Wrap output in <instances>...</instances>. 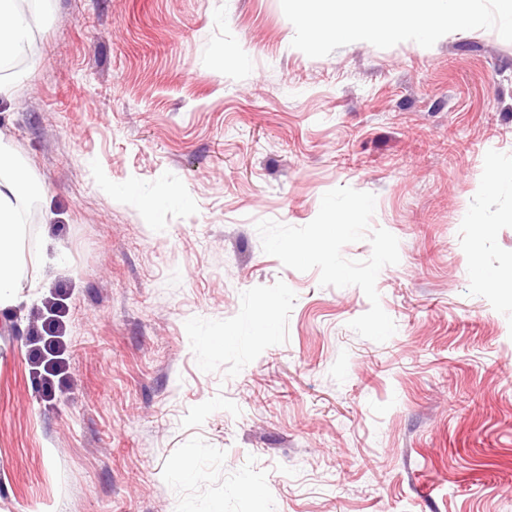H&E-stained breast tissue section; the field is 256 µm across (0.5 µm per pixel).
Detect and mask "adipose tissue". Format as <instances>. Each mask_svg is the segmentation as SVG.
<instances>
[{
  "instance_id": "ef3b65f1",
  "label": "adipose tissue",
  "mask_w": 512,
  "mask_h": 512,
  "mask_svg": "<svg viewBox=\"0 0 512 512\" xmlns=\"http://www.w3.org/2000/svg\"><path fill=\"white\" fill-rule=\"evenodd\" d=\"M24 0H0V66L24 55L31 40V18ZM468 0H320L319 8L299 18L302 26L341 44L376 33L400 39L414 32L429 40L440 29H467L473 16ZM44 186L18 161L0 135V308L11 306L26 269L17 253L26 205L42 196Z\"/></svg>"
}]
</instances>
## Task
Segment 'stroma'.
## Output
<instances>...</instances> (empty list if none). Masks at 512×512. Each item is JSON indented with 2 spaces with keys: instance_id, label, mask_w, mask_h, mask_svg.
I'll list each match as a JSON object with an SVG mask.
<instances>
[{
  "instance_id": "stroma-1",
  "label": "stroma",
  "mask_w": 512,
  "mask_h": 512,
  "mask_svg": "<svg viewBox=\"0 0 512 512\" xmlns=\"http://www.w3.org/2000/svg\"><path fill=\"white\" fill-rule=\"evenodd\" d=\"M472 7L344 45L282 0H34L0 512H512V20Z\"/></svg>"
}]
</instances>
